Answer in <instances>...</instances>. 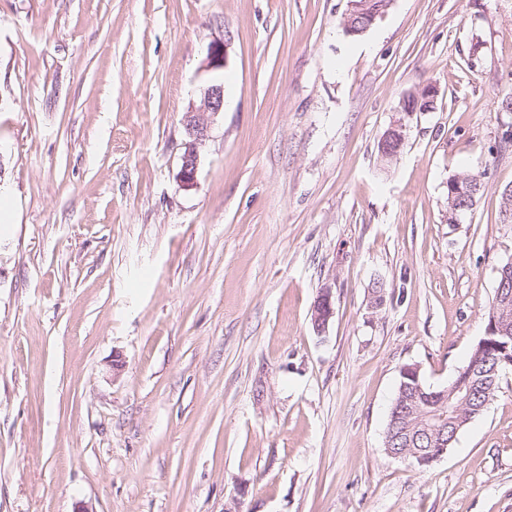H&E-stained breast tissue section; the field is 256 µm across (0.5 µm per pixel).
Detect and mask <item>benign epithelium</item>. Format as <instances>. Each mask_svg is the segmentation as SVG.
<instances>
[{
	"label": "benign epithelium",
	"mask_w": 512,
	"mask_h": 512,
	"mask_svg": "<svg viewBox=\"0 0 512 512\" xmlns=\"http://www.w3.org/2000/svg\"><path fill=\"white\" fill-rule=\"evenodd\" d=\"M224 111V85L211 84L203 94L200 104L188 113L184 118L186 131L191 138L187 150L182 156L180 168V181L190 187L194 184L198 155L196 144L208 137L214 118ZM334 314V296L329 287L321 289L313 305V321L317 330H322L328 324ZM512 339V295L507 290L500 291L497 301L492 306L487 320L485 335L481 337L478 345L480 354L484 355V362H476L470 367L460 371V375L453 383L455 393L460 401L468 400L476 384L472 379L477 377L483 383H494L499 374V367L506 364L512 366V350L505 339ZM420 369L417 365H405L401 368L402 392L408 398L399 403V410L409 411V406L414 403H424L434 400V395L424 391L419 381ZM457 411L450 401L439 403L435 412L423 413L420 423L421 429L403 436L401 433L390 431L385 440L386 452L404 460H411L422 466L430 461L440 459L448 447V438L455 437L458 430L456 419ZM428 437L430 447L413 449L409 447L418 437Z\"/></svg>",
	"instance_id": "7a95c632"
}]
</instances>
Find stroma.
<instances>
[{"mask_svg": "<svg viewBox=\"0 0 512 512\" xmlns=\"http://www.w3.org/2000/svg\"><path fill=\"white\" fill-rule=\"evenodd\" d=\"M348 8L0 0V512H512V370L431 466L384 448L401 367L447 386L512 259V0ZM223 110L224 86L215 83L205 89L200 104L185 115L186 131L192 141L182 156L179 177L186 187L192 186L196 178L198 166L196 144L208 137L214 118ZM451 183L459 184L461 189L464 190L463 194L456 195L453 198L455 207L458 208L463 207L464 205L466 206V208H460L457 210L458 216H460L473 208L468 209V206L472 201V196H474V203L472 202V205L474 206L482 191L483 185L476 175L468 172H461L449 177L448 184ZM334 296L329 287L322 288L313 305V321L318 331L325 328L334 314Z\"/></svg>", "mask_w": 512, "mask_h": 512, "instance_id": "obj_1", "label": "stroma"}]
</instances>
